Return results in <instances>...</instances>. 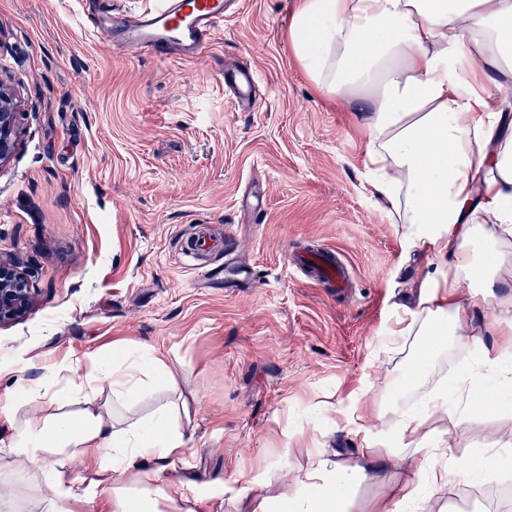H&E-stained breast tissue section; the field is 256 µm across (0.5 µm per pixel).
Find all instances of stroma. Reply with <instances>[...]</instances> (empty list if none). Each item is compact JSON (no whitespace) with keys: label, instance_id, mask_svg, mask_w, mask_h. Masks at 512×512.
<instances>
[{"label":"stroma","instance_id":"stroma-1","mask_svg":"<svg viewBox=\"0 0 512 512\" xmlns=\"http://www.w3.org/2000/svg\"><path fill=\"white\" fill-rule=\"evenodd\" d=\"M83 0H0V81L19 102L18 134L0 168V257L29 274L34 303L0 325V439L14 404L40 388L74 410L71 380L91 356L154 350L177 391L148 382L132 401L101 383L98 408L142 417L178 410L184 474L222 512L233 481L273 495L316 449L351 456L337 409L364 405L387 429L427 389L394 392L415 370L418 337H391L430 259L391 223L365 179L363 113L329 99L288 41L297 0H241L197 58L116 50L82 21ZM252 67L259 103L226 92L225 65ZM262 193L260 213L244 192ZM197 224L237 225L254 285L228 293L196 280L178 249ZM335 251L347 292L310 280L286 249ZM477 349L446 337L429 383L455 376ZM449 447L478 454L512 429V410L476 407L437 421ZM447 512H507L483 478L448 493Z\"/></svg>","mask_w":512,"mask_h":512}]
</instances>
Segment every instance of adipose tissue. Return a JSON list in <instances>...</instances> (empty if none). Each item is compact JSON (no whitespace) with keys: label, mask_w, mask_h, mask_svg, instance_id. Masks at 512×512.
I'll use <instances>...</instances> for the list:
<instances>
[{"label":"adipose tissue","mask_w":512,"mask_h":512,"mask_svg":"<svg viewBox=\"0 0 512 512\" xmlns=\"http://www.w3.org/2000/svg\"><path fill=\"white\" fill-rule=\"evenodd\" d=\"M288 35L311 79L364 112L372 192L395 223L417 228L432 255L396 335L426 337L419 356L429 362L444 335L470 336L476 323H488L492 340L460 380L456 421L467 422L474 408L473 382L495 402H512V291L501 290L477 245L481 237L498 249L512 242V113L501 96L512 88V0H298ZM491 306L499 310L492 321ZM90 364L91 382L111 383L129 401L147 368L177 386L157 354L135 360L117 348ZM39 398L31 389L30 411L0 452L45 477L77 457L98 462L84 494L56 482L44 512H85L100 490L111 512H197V488L178 467L187 441L168 409L119 428L96 406L49 412ZM447 411L439 382L422 406L399 411L389 431L359 428V455H317L286 492L254 497L250 512H352L353 489L378 472L389 492L366 512H435L449 488L492 476L501 450L512 447L509 433L477 458L456 454L429 426ZM160 479L165 489L156 488Z\"/></svg>","instance_id":"ef3b65f1"}]
</instances>
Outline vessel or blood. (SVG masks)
<instances>
[{"mask_svg": "<svg viewBox=\"0 0 512 512\" xmlns=\"http://www.w3.org/2000/svg\"><path fill=\"white\" fill-rule=\"evenodd\" d=\"M119 0H94L85 18L113 46L132 53L148 52L168 58L176 54L196 56L228 13L227 0H158L155 7L129 17L117 8ZM224 85L241 101H249L256 83L250 69H227ZM301 263L313 280L335 284L344 269L331 254L304 256Z\"/></svg>", "mask_w": 512, "mask_h": 512, "instance_id": "b4317fda", "label": "vessel or blood"}]
</instances>
